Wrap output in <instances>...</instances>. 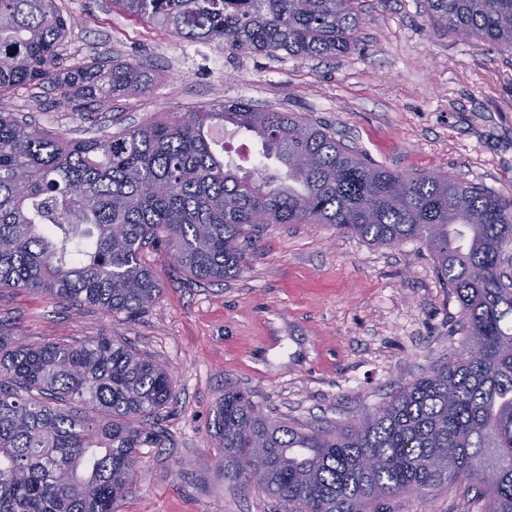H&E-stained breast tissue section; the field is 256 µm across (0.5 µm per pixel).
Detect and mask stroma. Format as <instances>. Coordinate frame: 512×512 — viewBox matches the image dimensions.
Wrapping results in <instances>:
<instances>
[{"mask_svg":"<svg viewBox=\"0 0 512 512\" xmlns=\"http://www.w3.org/2000/svg\"><path fill=\"white\" fill-rule=\"evenodd\" d=\"M56 3L70 22L62 68L143 58L154 81L82 115L61 103L59 84L23 85L0 96V111L20 120L88 139L241 98L320 122L375 164L512 194V49L432 30L422 0H356L358 44L331 60L189 43L112 0ZM250 235L249 268L220 285L189 279L164 245H146L161 294L133 319L0 289V329L13 338L122 336L171 374L175 397L160 424L172 444L143 449L120 512H281L224 475L213 420L225 391L244 392L275 420L359 418L458 347L459 304L420 243L373 246L328 224H264ZM400 512L480 510L457 490L402 498Z\"/></svg>","mask_w":512,"mask_h":512,"instance_id":"35a3bbf8","label":"stroma"}]
</instances>
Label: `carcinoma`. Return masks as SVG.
I'll return each mask as SVG.
<instances>
[{
  "label": "carcinoma",
  "mask_w": 512,
  "mask_h": 512,
  "mask_svg": "<svg viewBox=\"0 0 512 512\" xmlns=\"http://www.w3.org/2000/svg\"><path fill=\"white\" fill-rule=\"evenodd\" d=\"M113 3L187 41L267 56L344 54L362 24L354 0ZM424 13L436 31L512 49V0H424ZM68 29L56 0H0V94L54 79ZM152 82L149 64L107 57L61 84L81 112ZM228 128L280 167L224 161ZM259 224L419 242L460 303L463 351L331 428L272 420L227 391L213 423L224 470L249 490L244 469H264L258 489L282 512H397L411 491L457 488L483 512H512V277L500 271L512 195L375 166L326 126L244 100L82 140L0 112V288L135 317L160 295L143 246L161 242L190 278L222 282L248 267ZM174 397L168 371L122 337L31 344L0 332V512H119L141 449L167 446L150 420Z\"/></svg>",
  "instance_id": "obj_1"
}]
</instances>
